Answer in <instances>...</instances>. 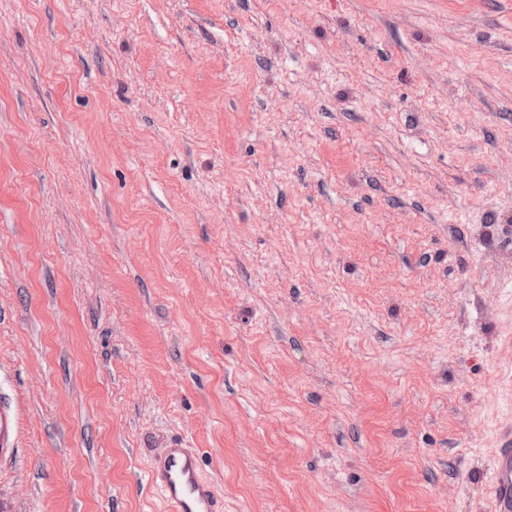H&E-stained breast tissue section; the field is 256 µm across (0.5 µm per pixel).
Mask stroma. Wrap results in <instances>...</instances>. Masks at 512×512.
Masks as SVG:
<instances>
[{
  "label": "stroma",
  "instance_id": "obj_1",
  "mask_svg": "<svg viewBox=\"0 0 512 512\" xmlns=\"http://www.w3.org/2000/svg\"><path fill=\"white\" fill-rule=\"evenodd\" d=\"M0 512H492L512 0H0ZM150 484L171 512H224V498L204 476L195 448L169 444L154 457Z\"/></svg>",
  "mask_w": 512,
  "mask_h": 512
}]
</instances>
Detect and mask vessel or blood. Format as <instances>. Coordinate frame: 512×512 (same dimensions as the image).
I'll list each match as a JSON object with an SVG mask.
<instances>
[{
	"instance_id": "b4317fda",
	"label": "vessel or blood",
	"mask_w": 512,
	"mask_h": 512,
	"mask_svg": "<svg viewBox=\"0 0 512 512\" xmlns=\"http://www.w3.org/2000/svg\"><path fill=\"white\" fill-rule=\"evenodd\" d=\"M149 480L171 512H224V500L204 476L197 449L167 445L154 457ZM487 492L493 502V512H512L511 431L499 436Z\"/></svg>"
}]
</instances>
